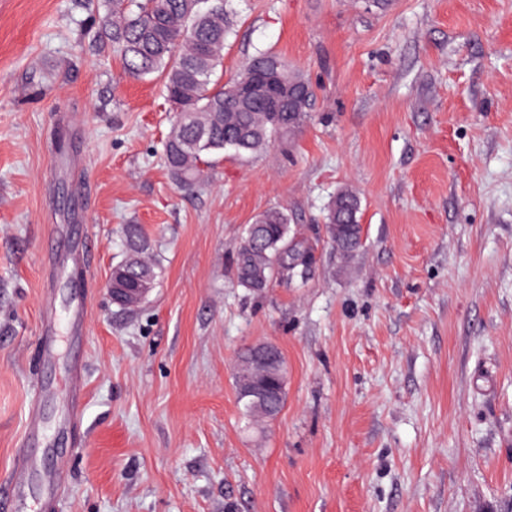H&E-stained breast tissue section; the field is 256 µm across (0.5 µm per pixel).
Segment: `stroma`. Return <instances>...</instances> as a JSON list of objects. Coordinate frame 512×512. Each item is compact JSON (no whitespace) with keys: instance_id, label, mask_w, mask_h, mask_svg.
Masks as SVG:
<instances>
[{"instance_id":"stroma-1","label":"stroma","mask_w":512,"mask_h":512,"mask_svg":"<svg viewBox=\"0 0 512 512\" xmlns=\"http://www.w3.org/2000/svg\"><path fill=\"white\" fill-rule=\"evenodd\" d=\"M232 6L225 75L271 50L316 96L291 140L184 193L159 83L98 51L85 0H0V486L35 404L53 512H512V0ZM346 186L344 262L325 214ZM273 207L310 267L255 294L233 258ZM128 224L162 263L134 312L107 289ZM48 293L63 319L88 305L50 363ZM262 342L286 397L255 426L234 369ZM72 392L77 438L55 433ZM360 199L349 188L340 190L331 201L326 215V230L336 250L346 256L357 249L362 240L359 224Z\"/></svg>"}]
</instances>
